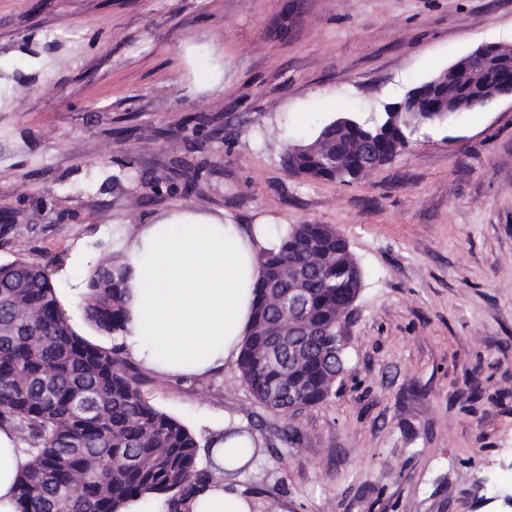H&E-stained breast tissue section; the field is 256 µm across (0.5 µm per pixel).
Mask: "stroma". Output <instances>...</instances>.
Returning a JSON list of instances; mask_svg holds the SVG:
<instances>
[{
	"label": "stroma",
	"instance_id": "35a3bbf8",
	"mask_svg": "<svg viewBox=\"0 0 512 512\" xmlns=\"http://www.w3.org/2000/svg\"><path fill=\"white\" fill-rule=\"evenodd\" d=\"M512 0H0V261L45 266L73 329L130 224L188 208L328 224L363 271L346 366L295 415L236 362L159 378L151 405L262 453L256 512H512V99L422 126L350 184L291 176L281 143L366 117L478 46Z\"/></svg>",
	"mask_w": 512,
	"mask_h": 512
}]
</instances>
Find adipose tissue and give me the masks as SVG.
<instances>
[{
	"label": "adipose tissue",
	"instance_id": "ef3b65f1",
	"mask_svg": "<svg viewBox=\"0 0 512 512\" xmlns=\"http://www.w3.org/2000/svg\"><path fill=\"white\" fill-rule=\"evenodd\" d=\"M268 225L189 210L138 225L123 244L129 268L123 340L130 357L167 377H201L238 359L256 302L258 256L276 247ZM27 456L0 424V512H22L16 484ZM195 512H255L215 479Z\"/></svg>",
	"mask_w": 512,
	"mask_h": 512
}]
</instances>
